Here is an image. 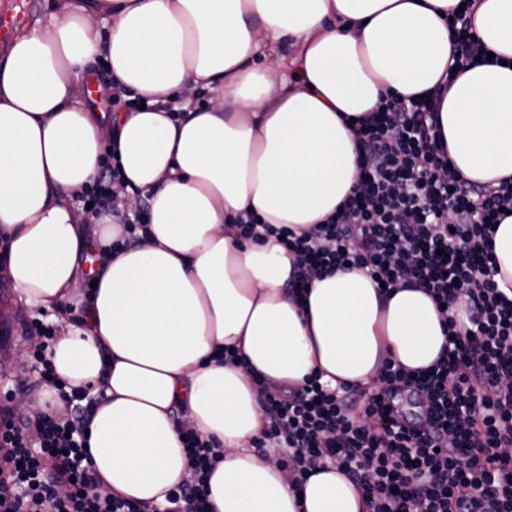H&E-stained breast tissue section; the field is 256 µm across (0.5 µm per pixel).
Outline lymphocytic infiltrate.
Returning <instances> with one entry per match:
<instances>
[{
	"label": "lymphocytic infiltrate",
	"instance_id": "lymphocytic-infiltrate-1",
	"mask_svg": "<svg viewBox=\"0 0 512 512\" xmlns=\"http://www.w3.org/2000/svg\"><path fill=\"white\" fill-rule=\"evenodd\" d=\"M477 0H459L448 15L457 69L488 50L471 27ZM442 93L386 94L352 123L358 181L339 213L295 233L274 230L252 211L239 214V238L277 233L296 260L290 284L299 293L323 274L357 269L386 291L419 288L440 311L464 302L469 325L449 328L448 348L429 368L410 373L386 360L368 386L324 385L310 373L285 393L256 379L267 427L257 451L281 449L296 485L334 466L362 491V512H512V298L494 280V228L512 211V182L478 184L457 174L441 143ZM123 172L104 160L81 193L93 210L119 217L126 242L147 221V208H118L111 187ZM59 327L35 320L26 333L38 387L63 403L50 415L16 416L0 405V512H215L209 478L221 448L182 428L190 475L152 508L103 493L89 462L93 409L86 391L67 389L47 349ZM413 401L415 417L403 401Z\"/></svg>",
	"mask_w": 512,
	"mask_h": 512
}]
</instances>
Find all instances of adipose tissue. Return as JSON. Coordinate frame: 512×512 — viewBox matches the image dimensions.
I'll return each instance as SVG.
<instances>
[{
  "instance_id": "obj_1",
  "label": "adipose tissue",
  "mask_w": 512,
  "mask_h": 512,
  "mask_svg": "<svg viewBox=\"0 0 512 512\" xmlns=\"http://www.w3.org/2000/svg\"><path fill=\"white\" fill-rule=\"evenodd\" d=\"M457 3L55 0L47 24L12 39L0 59V277L20 306L58 322L56 374L97 395L90 462L103 491L165 504L189 471L186 425L224 450L209 478L216 512H362L337 470L298 489L255 452L264 415L251 378L296 389L316 371L333 389L368 385L388 355L427 369L448 318L466 323L464 305L443 314L423 290L386 295L355 269L294 298L293 255L273 236L236 240L231 218L254 210L297 232L321 223L357 180L350 119L386 93L444 82L454 170L512 178V0H479L472 27L493 57L452 82L445 17ZM101 60L148 108L85 106ZM197 91L206 104L166 110ZM108 149L123 171L119 203L149 204L128 246L111 211L90 216L79 201ZM68 305L83 316H64ZM219 348L242 351L246 367L216 361Z\"/></svg>"
}]
</instances>
